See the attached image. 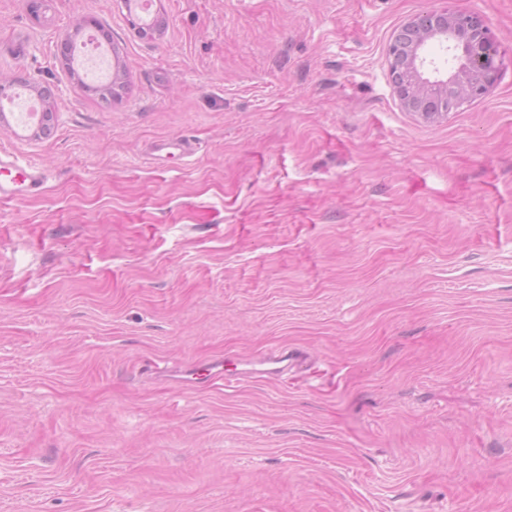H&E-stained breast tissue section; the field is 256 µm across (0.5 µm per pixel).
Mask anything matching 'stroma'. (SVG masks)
Returning <instances> with one entry per match:
<instances>
[{
	"label": "stroma",
	"mask_w": 512,
	"mask_h": 512,
	"mask_svg": "<svg viewBox=\"0 0 512 512\" xmlns=\"http://www.w3.org/2000/svg\"><path fill=\"white\" fill-rule=\"evenodd\" d=\"M443 3L500 78L429 121L386 49ZM153 12L0 0V82L55 113L0 119L48 176L0 197V512H512V0ZM79 23L120 48L111 106L63 64ZM215 358L232 385L154 372ZM151 153L157 160H162L175 154L180 157H187L194 153V146L188 138L160 139L151 145Z\"/></svg>",
	"instance_id": "obj_1"
}]
</instances>
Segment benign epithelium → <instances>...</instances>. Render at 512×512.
Returning <instances> with one entry per match:
<instances>
[{"label":"benign epithelium","mask_w":512,"mask_h":512,"mask_svg":"<svg viewBox=\"0 0 512 512\" xmlns=\"http://www.w3.org/2000/svg\"><path fill=\"white\" fill-rule=\"evenodd\" d=\"M448 44L454 61L448 77L430 80L428 46ZM495 40L477 13L436 8L410 18L396 30L387 47L391 82L402 108L427 119L448 115V97L461 107L484 97L499 78Z\"/></svg>","instance_id":"obj_1"}]
</instances>
